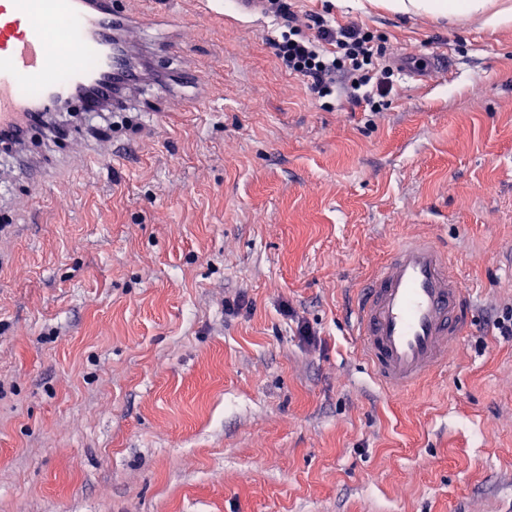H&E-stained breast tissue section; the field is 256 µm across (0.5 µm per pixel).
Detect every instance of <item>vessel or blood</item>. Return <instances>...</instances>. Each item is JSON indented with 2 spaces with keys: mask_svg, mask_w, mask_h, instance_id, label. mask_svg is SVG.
Returning <instances> with one entry per match:
<instances>
[{
  "mask_svg": "<svg viewBox=\"0 0 512 512\" xmlns=\"http://www.w3.org/2000/svg\"><path fill=\"white\" fill-rule=\"evenodd\" d=\"M61 19L81 61L64 67L49 27ZM146 31L112 0H0V141L19 145L58 102L84 112L136 86L129 61ZM473 295L427 238L409 239L377 266L354 312L359 348L377 381L400 392L441 365L468 324Z\"/></svg>",
  "mask_w": 512,
  "mask_h": 512,
  "instance_id": "vessel-or-blood-1",
  "label": "vessel or blood"
}]
</instances>
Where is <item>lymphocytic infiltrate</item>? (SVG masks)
Returning <instances> with one entry per match:
<instances>
[{"mask_svg": "<svg viewBox=\"0 0 512 512\" xmlns=\"http://www.w3.org/2000/svg\"><path fill=\"white\" fill-rule=\"evenodd\" d=\"M269 2L279 19L269 45L282 70L302 77L319 97L342 93L370 111L383 109L395 71L383 64L384 48L373 31L354 23L336 27L315 15L309 36L287 0Z\"/></svg>", "mask_w": 512, "mask_h": 512, "instance_id": "1", "label": "lymphocytic infiltrate"}]
</instances>
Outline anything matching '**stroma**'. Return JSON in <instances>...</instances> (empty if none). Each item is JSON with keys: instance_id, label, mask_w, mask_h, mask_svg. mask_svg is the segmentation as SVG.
<instances>
[{"instance_id": "obj_1", "label": "stroma", "mask_w": 512, "mask_h": 512, "mask_svg": "<svg viewBox=\"0 0 512 512\" xmlns=\"http://www.w3.org/2000/svg\"><path fill=\"white\" fill-rule=\"evenodd\" d=\"M365 2L294 6L452 67L369 112L282 71L272 15L121 0L164 87L0 151V512H512V25ZM424 237L473 322L392 394L350 315Z\"/></svg>"}]
</instances>
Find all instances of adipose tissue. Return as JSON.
Masks as SVG:
<instances>
[{
	"label": "adipose tissue",
	"instance_id": "ef3b65f1",
	"mask_svg": "<svg viewBox=\"0 0 512 512\" xmlns=\"http://www.w3.org/2000/svg\"><path fill=\"white\" fill-rule=\"evenodd\" d=\"M380 5L398 14L477 18L489 28L512 24V9L496 0H380Z\"/></svg>",
	"mask_w": 512,
	"mask_h": 512
}]
</instances>
